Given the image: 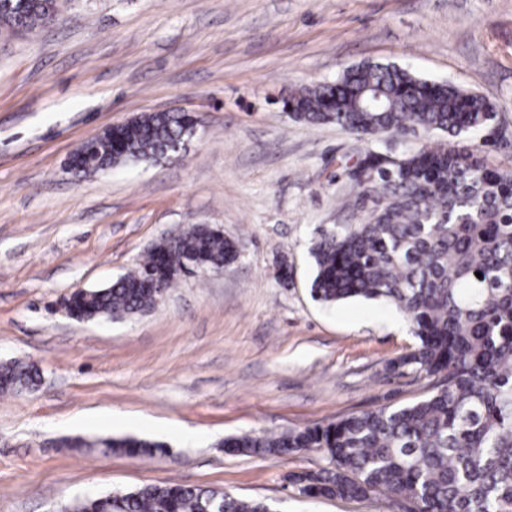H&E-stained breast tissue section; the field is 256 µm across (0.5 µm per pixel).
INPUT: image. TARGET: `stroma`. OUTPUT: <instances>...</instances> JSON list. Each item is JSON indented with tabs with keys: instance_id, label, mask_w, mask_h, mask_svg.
I'll list each match as a JSON object with an SVG mask.
<instances>
[{
	"instance_id": "obj_1",
	"label": "stroma",
	"mask_w": 512,
	"mask_h": 512,
	"mask_svg": "<svg viewBox=\"0 0 512 512\" xmlns=\"http://www.w3.org/2000/svg\"><path fill=\"white\" fill-rule=\"evenodd\" d=\"M363 62L488 98L500 134L480 156L512 168V0H58L55 24L0 29V363L42 373L35 391L0 393V512H70L159 482L275 512H402L382 495L299 494L291 475L327 468L323 451L224 447L431 387L390 368L416 343L393 304L311 296L312 243L366 220L346 167L417 140L304 123L282 101ZM178 110L201 119L179 155L68 172L87 137ZM192 224L234 242L223 272L179 278L153 310L107 323L60 308ZM122 437L160 447L130 457L100 445Z\"/></svg>"
}]
</instances>
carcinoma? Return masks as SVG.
<instances>
[{
    "instance_id": "obj_1",
    "label": "carcinoma",
    "mask_w": 512,
    "mask_h": 512,
    "mask_svg": "<svg viewBox=\"0 0 512 512\" xmlns=\"http://www.w3.org/2000/svg\"><path fill=\"white\" fill-rule=\"evenodd\" d=\"M57 16L56 0H0V27L32 33ZM309 124H335L359 138L420 134V144L375 172L356 204L364 224L315 243L312 297L326 305L364 298L394 304L416 345L391 362L441 382L407 405L382 407L288 433L224 440L231 452L288 454L318 448L330 467L297 482L313 498L362 500L383 494L409 512H512V168L487 166L478 152L497 108L448 83L396 64L346 68L333 83L288 97ZM200 124L189 112L143 113L83 141L71 158L80 175L158 162L184 149ZM471 137L459 147L432 137ZM235 244L206 224L155 244L137 268L64 301L76 320L139 314L193 264L224 267ZM482 277H477L476 273ZM37 367L0 364V393L39 386ZM136 456L162 444L136 438L100 442ZM263 501L176 483L86 498L73 512H268Z\"/></svg>"
}]
</instances>
